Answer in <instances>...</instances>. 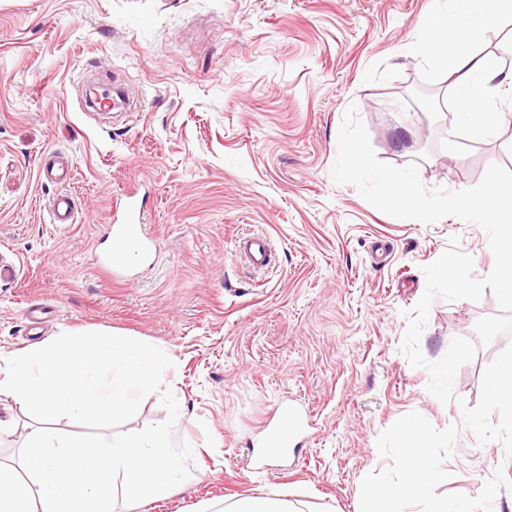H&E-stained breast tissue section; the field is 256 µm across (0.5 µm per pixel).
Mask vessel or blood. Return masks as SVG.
<instances>
[{"mask_svg": "<svg viewBox=\"0 0 512 512\" xmlns=\"http://www.w3.org/2000/svg\"><path fill=\"white\" fill-rule=\"evenodd\" d=\"M39 176L53 184H61L71 178L68 164L59 160L58 156L46 155L41 159ZM121 213L114 217L110 233L117 244L116 250L99 257V265L111 275L128 278V254L146 255L154 247V239L145 228V210L136 200L133 192L120 194ZM51 221L55 224H70L74 221V205L68 194H58L51 205ZM239 251L249 263L257 268L264 267L268 261L269 243L266 237L253 235L244 238L239 244ZM305 418L298 407L282 406L275 422L269 427L267 438L270 444L282 445L288 434L303 429Z\"/></svg>", "mask_w": 512, "mask_h": 512, "instance_id": "1", "label": "vessel or blood"}]
</instances>
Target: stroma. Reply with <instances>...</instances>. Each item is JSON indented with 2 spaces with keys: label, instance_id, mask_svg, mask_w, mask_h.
<instances>
[{
  "label": "stroma",
  "instance_id": "1",
  "mask_svg": "<svg viewBox=\"0 0 512 512\" xmlns=\"http://www.w3.org/2000/svg\"><path fill=\"white\" fill-rule=\"evenodd\" d=\"M444 0H0V253L21 265L0 283V355L59 334L107 331L161 348L163 386L179 403L177 439L193 448L177 494L116 512H220L284 497L300 512H360V486L386 468L378 435L416 411L442 429L476 405L503 348L478 347L455 402L427 389L401 351L422 268L459 237L474 275L494 267L487 233L448 216H388L332 177L338 130L356 106L377 157L418 162L426 187L476 185L493 163L512 170V86L497 130L457 135L446 70L417 52L421 18ZM122 85L128 109L89 111L87 81ZM65 155L75 223L50 221L56 185L43 152ZM140 187L157 240L136 281L96 266L112 200ZM265 234L269 264L240 262L235 239ZM435 299L420 347L440 359L498 314ZM283 401L313 421L285 456L267 424ZM438 493L479 494L495 470L512 481L501 442L462 430Z\"/></svg>",
  "mask_w": 512,
  "mask_h": 512
}]
</instances>
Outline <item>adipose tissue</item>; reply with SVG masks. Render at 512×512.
Returning <instances> with one entry per match:
<instances>
[{"label": "adipose tissue", "instance_id": "1", "mask_svg": "<svg viewBox=\"0 0 512 512\" xmlns=\"http://www.w3.org/2000/svg\"><path fill=\"white\" fill-rule=\"evenodd\" d=\"M448 10L426 17L419 55L449 69L453 78L455 124L474 141L484 139L500 122L493 101L494 82L512 84V38L501 42L497 53L476 51L485 31L502 19L512 18V0H450Z\"/></svg>", "mask_w": 512, "mask_h": 512}]
</instances>
